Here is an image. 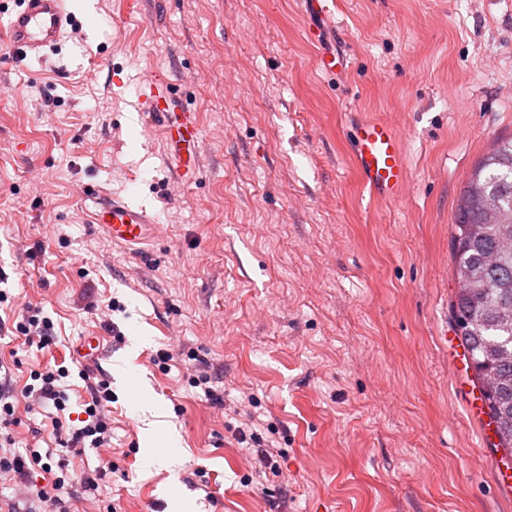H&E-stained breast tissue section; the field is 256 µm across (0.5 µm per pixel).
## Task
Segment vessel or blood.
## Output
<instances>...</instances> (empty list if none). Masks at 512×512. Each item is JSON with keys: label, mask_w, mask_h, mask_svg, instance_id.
Returning <instances> with one entry per match:
<instances>
[{"label": "vessel or blood", "mask_w": 512, "mask_h": 512, "mask_svg": "<svg viewBox=\"0 0 512 512\" xmlns=\"http://www.w3.org/2000/svg\"><path fill=\"white\" fill-rule=\"evenodd\" d=\"M304 9L311 19L307 37L317 42L322 26L332 16L330 0H305ZM69 24L65 0H22L18 10L9 14L5 32L13 60L43 56L63 40ZM140 109L161 127L170 139L191 142L199 135L195 114L187 112L177 128L169 119L180 106L168 77L150 73L137 89ZM356 164L371 189L387 199L401 196L408 184L406 156L393 127L382 120L367 119L350 129ZM92 219L113 242L131 250H140L154 234L155 219L143 208L130 207L122 199L100 193L91 194Z\"/></svg>", "instance_id": "1"}]
</instances>
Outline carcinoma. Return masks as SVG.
Segmentation results:
<instances>
[{
  "instance_id": "cac0c4a2",
  "label": "carcinoma",
  "mask_w": 512,
  "mask_h": 512,
  "mask_svg": "<svg viewBox=\"0 0 512 512\" xmlns=\"http://www.w3.org/2000/svg\"><path fill=\"white\" fill-rule=\"evenodd\" d=\"M455 280L467 281L451 301L493 448L512 457V138L498 139L460 195L452 234Z\"/></svg>"
}]
</instances>
